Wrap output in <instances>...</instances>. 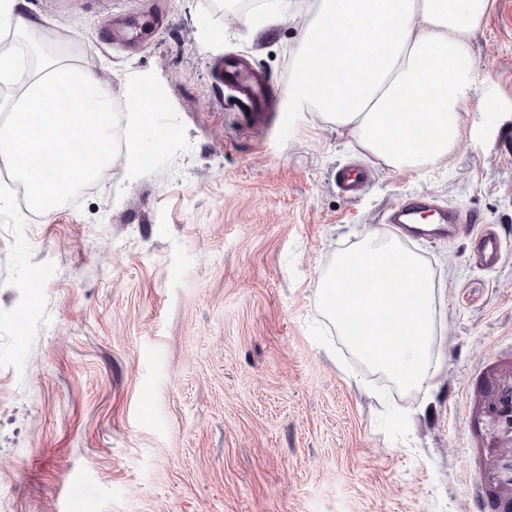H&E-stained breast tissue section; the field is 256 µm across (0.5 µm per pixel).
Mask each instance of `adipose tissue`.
Masks as SVG:
<instances>
[{"mask_svg": "<svg viewBox=\"0 0 512 512\" xmlns=\"http://www.w3.org/2000/svg\"><path fill=\"white\" fill-rule=\"evenodd\" d=\"M496 0H317L301 34L290 98L350 129L387 166L446 159L459 143V107L475 89L471 38ZM50 32L27 0H0V164L46 198L75 191L112 159V100L89 62L45 51ZM130 104L123 157L137 170L140 126L163 108Z\"/></svg>", "mask_w": 512, "mask_h": 512, "instance_id": "obj_1", "label": "adipose tissue"}]
</instances>
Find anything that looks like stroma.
Here are the masks:
<instances>
[{
	"label": "stroma",
	"instance_id": "stroma-1",
	"mask_svg": "<svg viewBox=\"0 0 512 512\" xmlns=\"http://www.w3.org/2000/svg\"><path fill=\"white\" fill-rule=\"evenodd\" d=\"M89 50L107 94L162 93L172 131L152 164L107 171L29 222L0 211V512H471L491 445L470 418L512 368V0L472 38L476 90L445 161L388 167L288 96L304 7L276 26L164 0L137 49L112 16L152 0H28ZM222 29L215 40L210 29ZM242 54L275 100L271 126L232 102L215 65ZM374 176L356 199L336 172ZM428 194L507 246L487 270L469 227L407 244L435 271L431 380L400 391L318 307L337 253Z\"/></svg>",
	"mask_w": 512,
	"mask_h": 512
}]
</instances>
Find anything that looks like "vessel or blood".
Here are the masks:
<instances>
[{"label":"vessel or blood","mask_w":512,"mask_h":512,"mask_svg":"<svg viewBox=\"0 0 512 512\" xmlns=\"http://www.w3.org/2000/svg\"><path fill=\"white\" fill-rule=\"evenodd\" d=\"M218 70L224 85L234 91L236 102L251 110L258 123H265L270 116L265 76L238 55L219 62ZM370 177L368 168L349 165L340 171L338 185L342 192L354 195ZM423 216L432 217V233L436 236L453 234L460 224L477 225L476 262L487 268L499 264L504 252L499 233L479 227V218L473 213L436 206L432 197L419 195L404 201L390 211L386 221L405 227ZM472 421L477 425L490 423L496 431L495 445L483 451L488 461L486 473L472 490L474 512H512V369L498 370L491 375L485 400L473 413Z\"/></svg>","instance_id":"b4317fda"}]
</instances>
